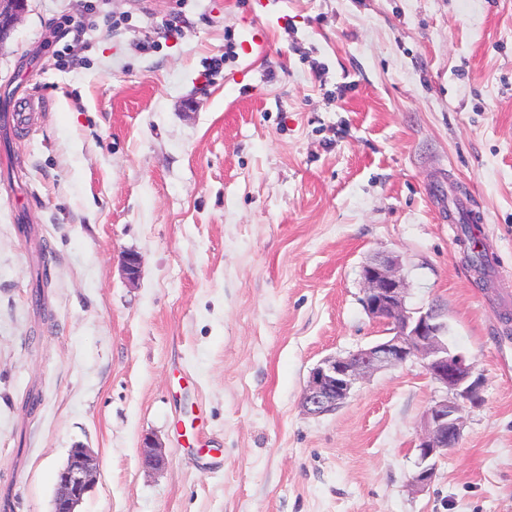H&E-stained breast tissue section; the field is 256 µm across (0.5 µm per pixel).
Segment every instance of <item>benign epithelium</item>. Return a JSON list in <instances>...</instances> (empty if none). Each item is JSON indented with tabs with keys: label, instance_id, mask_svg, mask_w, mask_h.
I'll list each match as a JSON object with an SVG mask.
<instances>
[{
	"label": "benign epithelium",
	"instance_id": "1",
	"mask_svg": "<svg viewBox=\"0 0 512 512\" xmlns=\"http://www.w3.org/2000/svg\"><path fill=\"white\" fill-rule=\"evenodd\" d=\"M28 11V0H0V48L11 37ZM399 260L390 255L366 260L361 266L362 305L368 315L388 327V336L348 356L323 358L310 372L302 395V407L311 415L336 411L354 391L358 382L375 373L396 368L419 358L430 378L445 388V395L428 408L425 433L419 438L417 470L412 481L429 485L436 474L434 460L456 447L462 425L457 398L476 395L470 382L472 365L448 346L447 326L439 309L406 307L408 288L399 274ZM141 257L133 252L123 257L128 281L138 280ZM141 463L155 469L163 463L160 446L144 438L139 448ZM98 471L95 453L82 445L69 449L66 461L57 471L52 512H78V506L92 490Z\"/></svg>",
	"mask_w": 512,
	"mask_h": 512
}]
</instances>
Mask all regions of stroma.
Segmentation results:
<instances>
[{
  "label": "stroma",
  "mask_w": 512,
  "mask_h": 512,
  "mask_svg": "<svg viewBox=\"0 0 512 512\" xmlns=\"http://www.w3.org/2000/svg\"><path fill=\"white\" fill-rule=\"evenodd\" d=\"M95 2L29 0L0 48V512H51L78 443L79 512H512V0ZM382 254L477 386L423 488L420 359L301 405L320 360L384 337ZM97 471L98 460L90 448L79 444L70 448L57 471L52 512H78V506L94 486Z\"/></svg>",
  "instance_id": "obj_1"
}]
</instances>
